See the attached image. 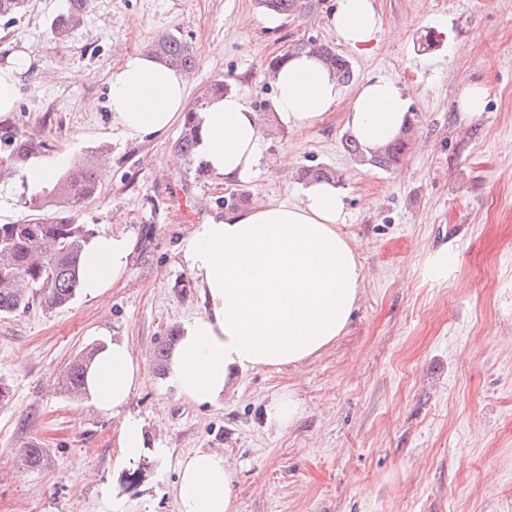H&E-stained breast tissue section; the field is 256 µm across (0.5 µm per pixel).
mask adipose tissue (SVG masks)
<instances>
[{
  "label": "adipose tissue",
  "instance_id": "1",
  "mask_svg": "<svg viewBox=\"0 0 512 512\" xmlns=\"http://www.w3.org/2000/svg\"><path fill=\"white\" fill-rule=\"evenodd\" d=\"M328 25L363 50L381 31L375 0H337ZM29 65L17 52L0 66V119L14 112L21 75ZM275 123L303 129L330 112L341 89L314 55H291L273 79ZM112 121L127 138L159 139L187 109L185 76L152 52L126 55L108 82ZM409 118V99L386 78L355 91L346 126L364 152L397 136ZM196 158L214 179L250 180L260 165L262 130L256 112L235 92L211 99L197 115ZM344 202L334 182L307 184L298 203L250 205L209 215L178 244L203 311L186 320L170 355L165 384L198 405L223 403L237 376L264 368H299L345 331L359 299L364 270L355 246L338 226ZM133 252L124 234L92 236L82 254L81 291L103 303ZM144 375L126 338H106L89 363L84 401L120 420L119 463L143 457L170 462L167 449L148 441L143 420L127 413ZM177 512H236L235 467L223 453L200 449L174 462Z\"/></svg>",
  "mask_w": 512,
  "mask_h": 512
}]
</instances>
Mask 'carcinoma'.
Returning <instances> with one entry per match:
<instances>
[{"label": "carcinoma", "instance_id": "cac0c4a2", "mask_svg": "<svg viewBox=\"0 0 512 512\" xmlns=\"http://www.w3.org/2000/svg\"><path fill=\"white\" fill-rule=\"evenodd\" d=\"M318 3L319 0H257L258 7L264 12H273L284 18L311 10ZM87 6L88 0H69L65 11L52 22L53 34L59 37L80 23ZM303 51L318 54L340 83L347 84L353 79L350 61L325 43H298L269 61L267 72H274L288 56ZM152 53L165 65L186 73L193 72L197 66L193 47L174 34L157 38ZM228 90L230 84L227 80H216L208 94L187 112L181 133L174 142V152L183 161H191L194 155L197 136L194 114L202 110L210 98ZM409 132L410 129H405L397 139L369 157L363 155L359 143L349 135L345 136L343 146L356 161L387 170L399 164L404 157ZM0 142L10 148L9 166L0 168V176L10 174V165L37 154L43 147L18 126L5 128L0 133ZM335 178L337 174L320 166H309L301 172V179L306 181ZM98 183L99 175L94 166L78 164L64 174L52 190L32 194L29 204L36 214L17 223L0 224V316L23 312L36 300L50 309H60L74 298L79 288L83 246L94 234V229L76 222L74 213L81 204L95 196ZM49 201L57 209L50 215L38 213ZM93 355L92 349L83 351L69 364L61 379V388L65 392L81 395L86 366ZM47 458V450L37 441L30 442L23 450L24 465L30 469L42 467Z\"/></svg>", "mask_w": 512, "mask_h": 512}]
</instances>
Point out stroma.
<instances>
[{
	"label": "stroma",
	"instance_id": "stroma-1",
	"mask_svg": "<svg viewBox=\"0 0 512 512\" xmlns=\"http://www.w3.org/2000/svg\"><path fill=\"white\" fill-rule=\"evenodd\" d=\"M376 4L385 32L364 51L329 28L336 0L274 26L255 0H90L60 39L51 23L67 0H28L16 19L0 18V63L17 50L29 56L9 125L45 142L42 158L68 154L58 174L105 163L76 220L134 243L107 304L78 296L62 309L37 302L0 317V378L11 390L0 404V512H176L174 462L202 448L234 463L236 512H512V0ZM166 33L196 52L192 104L226 78L268 121L266 66L308 40L347 57L354 80L324 119L268 131L259 174L227 186L174 155L180 127L139 141L112 122L110 72ZM376 77L397 83L417 119L406 155L387 171L356 164L342 146L352 94ZM468 82L488 89L470 117L457 107ZM311 165L339 175V230L365 272L345 333L300 369L238 377L223 404L179 398L164 388L154 352L201 311L178 258L181 237L235 192L251 205L298 202L299 173ZM441 252L455 257L444 279L430 271ZM105 332L144 360L127 410L171 458L152 462L132 488L116 465L118 418L58 385ZM288 390L303 415L268 427L265 406ZM34 439L49 456L39 469L21 456Z\"/></svg>",
	"mask_w": 512,
	"mask_h": 512
}]
</instances>
